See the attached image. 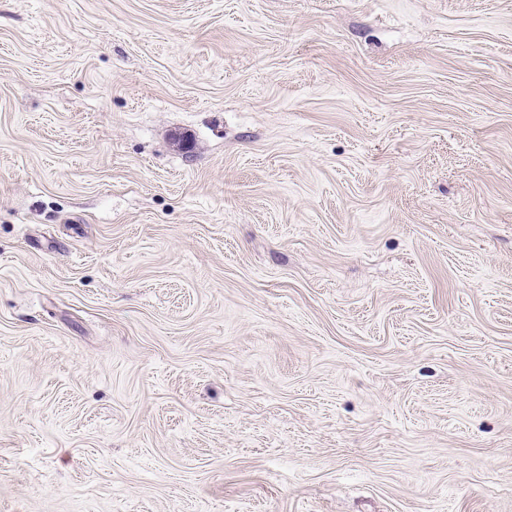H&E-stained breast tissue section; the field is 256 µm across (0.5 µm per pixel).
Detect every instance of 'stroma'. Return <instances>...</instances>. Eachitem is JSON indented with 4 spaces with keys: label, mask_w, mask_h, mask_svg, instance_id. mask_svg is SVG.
Wrapping results in <instances>:
<instances>
[{
    "label": "stroma",
    "mask_w": 512,
    "mask_h": 512,
    "mask_svg": "<svg viewBox=\"0 0 512 512\" xmlns=\"http://www.w3.org/2000/svg\"><path fill=\"white\" fill-rule=\"evenodd\" d=\"M0 512H512V0H0Z\"/></svg>",
    "instance_id": "35a3bbf8"
}]
</instances>
